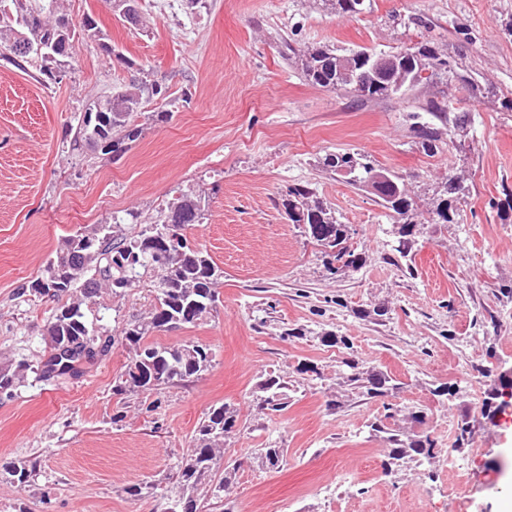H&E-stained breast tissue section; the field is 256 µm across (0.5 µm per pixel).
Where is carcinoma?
I'll return each instance as SVG.
<instances>
[{
    "mask_svg": "<svg viewBox=\"0 0 512 512\" xmlns=\"http://www.w3.org/2000/svg\"><path fill=\"white\" fill-rule=\"evenodd\" d=\"M24 25L20 30L30 37L52 41L56 38V23L64 12L58 0H19ZM82 35L99 42L110 53L112 46L105 42L99 21L90 13L83 17ZM13 27L0 20V60L24 71L32 69L44 85L54 82L53 62L35 54L16 51ZM293 54L295 64L304 80L326 91L340 94H356L353 79L344 73L347 65L367 66L370 60L361 52L345 54L329 45L313 47L302 54H294L288 39H282L283 56ZM435 60L446 66L442 52L431 42L416 49L414 66L426 65ZM170 94L161 86L132 79L117 87L110 95L88 101L77 117L74 145L87 147L94 156H120L128 151L144 134V125L138 123V114L155 100L161 104L150 112L155 123H166L172 118L167 109ZM318 164L335 175L343 168L351 169L346 182L358 189L365 188V177L373 165L363 161L355 152H327ZM467 187L456 191L443 189L433 209L428 211L431 220L448 223L456 204L450 197L466 195ZM382 205L398 215L402 221L398 229L396 251L406 254L414 243L413 228L422 223L423 212L417 203L405 193L378 195ZM281 206L293 224L303 225L311 243L318 247L327 271L334 275L339 270L356 272L365 264L363 253L352 246L354 230L336 218L335 211L316 190L309 185L293 184L281 196ZM161 222L152 224L133 238L116 239L110 226L93 234L76 232L68 236L62 246L47 263V277L32 284V290L41 296L58 298L73 288H80L86 300L97 294L100 283L112 292L132 287L144 275L151 278L156 292L155 305L150 320H131L120 331L122 341L134 351L126 365L125 381L117 385L121 392L129 384L142 392H151L162 384L184 381L201 376L211 367L213 356L210 348L198 342H188L178 347H161L148 342V336L156 331H167L184 325L195 324L209 312L218 299L217 283L223 271L209 254L197 244L191 243L182 233L188 224H198L203 219L200 200L182 195L167 202L160 211ZM48 356L41 364V376L47 380L64 375L77 377L81 365L107 354L114 338L104 339L95 335L88 323L81 304H62L57 307L47 325ZM347 380L366 390L371 397H382L389 390L391 378L381 371H367L359 363L350 360ZM287 382L272 372L266 376L261 389L266 396L261 404L280 411L284 407L283 393ZM238 422L237 411L222 403L209 408L196 430L195 445L187 449L186 457L178 464L176 481L182 490V498L189 512H198V500L194 493L198 485L209 482L214 494L224 490L235 469H224V475L215 470L217 451L224 445V435L232 432ZM389 443V459L406 456L429 457L434 442L425 439L401 437L386 431Z\"/></svg>",
    "mask_w": 512,
    "mask_h": 512,
    "instance_id": "cac0c4a2",
    "label": "carcinoma"
}]
</instances>
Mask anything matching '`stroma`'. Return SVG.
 Instances as JSON below:
<instances>
[{"mask_svg":"<svg viewBox=\"0 0 512 512\" xmlns=\"http://www.w3.org/2000/svg\"><path fill=\"white\" fill-rule=\"evenodd\" d=\"M209 3L194 15L183 0H141L134 27L103 0H63L73 20H99L117 55L76 37L72 66L50 86L0 63V370L16 372L0 394V512H168L179 497L176 466L221 403L238 413L224 446L241 466L223 499L201 495L203 512H499L512 498V412L494 425L481 409L512 367V0H371L359 14L313 0ZM284 35L300 50L431 41L455 76L364 102L308 84L280 54ZM124 56L142 64L141 79L167 88L173 117L147 125L122 156L92 160L65 129L88 99L128 81ZM433 102L470 120L429 155L419 131L437 124ZM342 150L399 176L423 211L448 176L469 192L452 223L417 227L403 257L393 213L318 166ZM296 183L351 226L366 258L359 271L330 275L289 222L278 201ZM184 194L204 208L203 223L185 233L223 270L219 301L195 325L149 340L205 344L209 370L119 394L129 350L117 343L79 377L40 379L58 303L29 286L45 278L51 254L102 224L136 236ZM130 211L137 221L126 220ZM66 299L105 337L146 320L155 293L144 277L121 294L100 287L90 303L78 289ZM379 306L385 316L374 315ZM294 328L301 337L283 339ZM330 333L351 349L326 346ZM349 357L387 374L388 395L371 399L350 385ZM273 371L288 383L279 412L260 405ZM445 384L455 397L436 396ZM380 418L430 436L434 458L386 471L389 445L370 428ZM264 448L286 449L280 468L262 464ZM20 463L36 466L24 484L11 474ZM140 483L152 493L130 496Z\"/></svg>","mask_w":512,"mask_h":512,"instance_id":"stroma-1","label":"stroma"}]
</instances>
